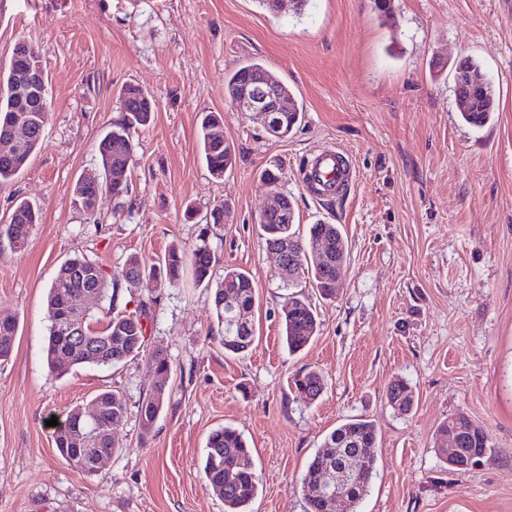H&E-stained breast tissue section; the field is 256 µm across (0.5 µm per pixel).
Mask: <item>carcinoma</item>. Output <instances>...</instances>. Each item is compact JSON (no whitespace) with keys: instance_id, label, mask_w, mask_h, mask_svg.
Here are the masks:
<instances>
[{"instance_id":"1","label":"carcinoma","mask_w":512,"mask_h":512,"mask_svg":"<svg viewBox=\"0 0 512 512\" xmlns=\"http://www.w3.org/2000/svg\"><path fill=\"white\" fill-rule=\"evenodd\" d=\"M266 70L258 62H247L225 76V90L233 93L245 81ZM12 73L11 68L0 71V138L11 128L10 112ZM279 92L292 102L291 109L280 115L284 123L282 136L290 135L300 125L303 113L293 104V93L285 83L277 82ZM126 112L122 120L112 126L97 145L103 173L95 177H83L77 181L75 194L77 202L90 214L95 212L99 197L111 194L121 197L127 193L126 186L108 181V170L124 167L134 155L133 132L139 126L150 122L155 112L153 98L143 89L129 85L121 92ZM496 112L494 99L479 92L472 97L468 110L460 112L462 120L474 127L486 125ZM28 121L34 128L33 135L21 146L20 156L30 159L42 145L41 129L46 116L41 112L27 113ZM224 125L221 114L209 112L200 124V138L206 167L215 178H221L226 165L235 157V147L228 141L214 135V128ZM23 169L17 160L0 156V181L15 177ZM39 223L38 213L26 202L19 203L11 213L10 223L0 226V235L15 233L21 237V245L28 241L27 232ZM262 238L267 249L288 246L296 249L299 263L293 275L282 277L283 287L289 289L282 305V326L286 344L290 352L303 350L312 340L319 327L318 316L307 298L299 291L301 279L313 280L321 296L330 298L335 294L334 280L336 267L347 260L348 246L337 224L317 223L309 227L308 237L300 238L293 231V225L285 224L279 218L270 217L259 223ZM191 266L193 277L199 284L214 286L213 299L216 319L224 327L221 343L224 351L241 354L249 349L254 341V327L251 314L255 303V290L251 276L238 269H224V276L214 280L213 261L206 246H198L187 253L172 248L164 259L150 265L137 256L129 257L123 266L108 272L98 262L85 255H74L66 259L58 269L48 289L46 298L50 326L45 348L46 362L52 372L63 376L79 365L95 364L112 367L130 358L144 356L158 375L168 378L171 364L167 354L160 350H148L147 328L139 312H118L110 316L106 324L95 329L85 323L84 330L98 345L86 351L70 345L67 337L59 332L65 314L64 304L68 297L77 292L101 287L102 298L115 301L119 287L123 284L142 285L147 288L173 286L184 274L186 266ZM232 284L239 290L236 310L228 312L224 305V286ZM291 387L298 397L308 403L316 401L324 390L323 375L309 367L297 370L291 379ZM165 383L156 385L139 406L142 426L150 429L156 421L167 399ZM390 406L401 414H408L414 407V394L404 380L391 382L386 390ZM92 402L98 404L101 415L92 425L79 417L78 408L71 409L56 444L69 442L76 428H94L90 447L100 453L113 455L119 445L112 437V425L121 421L127 413L126 400L110 391L98 393ZM455 434L458 439V459L462 462L472 458L482 461L488 454V439L483 429L466 413L459 412L443 421L434 434V441ZM378 429L366 419L355 418L337 426L323 440L307 463L300 478V490L306 502V512H359V505L368 496L375 471L376 460L372 449L377 447ZM354 453L360 463L359 472L353 477L350 494L337 506L327 502L318 494V478L329 468L336 467L340 454ZM203 475L206 485L224 500V512H247L249 504L258 494L259 476L254 467L250 448L242 434L231 426L213 430L206 442L203 459Z\"/></svg>"}]
</instances>
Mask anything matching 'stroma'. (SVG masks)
<instances>
[{"mask_svg": "<svg viewBox=\"0 0 512 512\" xmlns=\"http://www.w3.org/2000/svg\"><path fill=\"white\" fill-rule=\"evenodd\" d=\"M20 38L40 56L52 105L41 148L0 183V225L23 200L41 214L25 248L0 237V314L19 321L0 362V512H224L202 481L207 437L224 425L243 434L259 475L248 512H305L295 482L325 436L354 418L379 430L360 512H512V0H394L387 19L373 0H308L299 14L258 0H0V63ZM465 57L481 64L496 101L481 128L456 103L453 68ZM250 60L303 112L287 138L225 94V73ZM129 84L153 97L154 119L134 134L128 194L101 196L90 215L74 185L99 171L95 145L121 121ZM207 112L221 113L236 148L220 179L201 154ZM323 147L343 149L353 166L333 201L302 181L301 160ZM275 167L296 229L338 224L348 240L335 297L303 289L319 330L295 355L258 224L274 201L260 173ZM221 206L225 221L213 223ZM200 244L216 275L237 267L253 279L247 354H225L213 291L187 273L158 297L127 287L113 304L146 307L148 346L172 363L151 429L138 404L158 379L144 357L49 371L46 294L66 258L110 269ZM303 366L325 378L310 405L289 383ZM397 379L414 392L407 415L387 402ZM101 390L123 396L127 414L112 428L120 453L88 475L61 457L46 422ZM458 412L491 446L465 472L448 470L433 443Z\"/></svg>", "mask_w": 512, "mask_h": 512, "instance_id": "stroma-1", "label": "stroma"}]
</instances>
